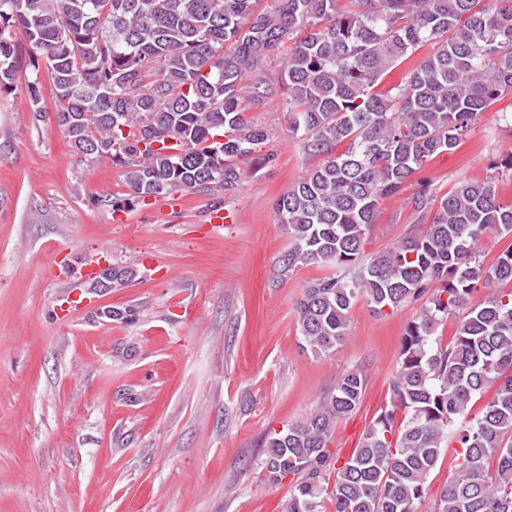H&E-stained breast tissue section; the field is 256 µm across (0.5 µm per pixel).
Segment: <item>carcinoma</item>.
I'll use <instances>...</instances> for the list:
<instances>
[{
	"label": "carcinoma",
	"mask_w": 512,
	"mask_h": 512,
	"mask_svg": "<svg viewBox=\"0 0 512 512\" xmlns=\"http://www.w3.org/2000/svg\"><path fill=\"white\" fill-rule=\"evenodd\" d=\"M17 27L47 63L56 122L76 154L123 169L128 192L100 197L117 212L178 191L233 193L238 161L269 138L248 112L284 90L289 133L322 161L276 204L290 239L279 272L336 270L297 302L315 356L333 354L360 298L378 313L420 304L389 404L345 458L329 445L336 420L363 401L360 372L267 436L258 467L273 483L292 477L284 512H416L447 454L455 474L431 512H512V247L490 266L479 254L486 232L512 234V202L496 191L512 177V154L441 197L419 183L410 204L430 222L382 253L363 251L382 201L512 92V0H280L273 12L260 0H0V92L24 80L39 119V67L20 75ZM286 40L273 79L260 62ZM423 47L400 82L380 87ZM135 276L114 265L112 287ZM481 288L491 293L471 303ZM450 316L445 341L438 329Z\"/></svg>",
	"instance_id": "carcinoma-1"
}]
</instances>
